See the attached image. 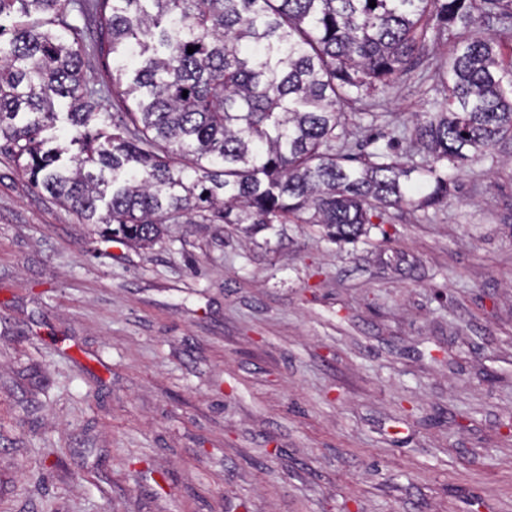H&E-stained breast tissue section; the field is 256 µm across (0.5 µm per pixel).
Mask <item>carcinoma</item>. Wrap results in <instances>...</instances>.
Listing matches in <instances>:
<instances>
[{
    "instance_id": "obj_1",
    "label": "carcinoma",
    "mask_w": 512,
    "mask_h": 512,
    "mask_svg": "<svg viewBox=\"0 0 512 512\" xmlns=\"http://www.w3.org/2000/svg\"><path fill=\"white\" fill-rule=\"evenodd\" d=\"M376 6L371 7L369 3ZM81 0H0V141L85 224L149 247L189 224H316L355 243L389 209L448 196L437 165L479 159L512 134V63L480 23L512 30V0H93L112 95L87 85ZM459 31L417 117L421 162L392 141L352 165L343 106L414 71ZM195 51L187 53V48ZM68 105L74 133L42 136Z\"/></svg>"
}]
</instances>
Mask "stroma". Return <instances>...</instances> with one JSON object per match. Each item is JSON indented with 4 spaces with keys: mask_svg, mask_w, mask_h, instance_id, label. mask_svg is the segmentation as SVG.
<instances>
[{
    "mask_svg": "<svg viewBox=\"0 0 512 512\" xmlns=\"http://www.w3.org/2000/svg\"><path fill=\"white\" fill-rule=\"evenodd\" d=\"M452 46L347 106L337 151L409 160ZM447 174L353 244L172 224L139 249L0 150V512H512V136Z\"/></svg>",
    "mask_w": 512,
    "mask_h": 512,
    "instance_id": "35a3bbf8",
    "label": "stroma"
}]
</instances>
